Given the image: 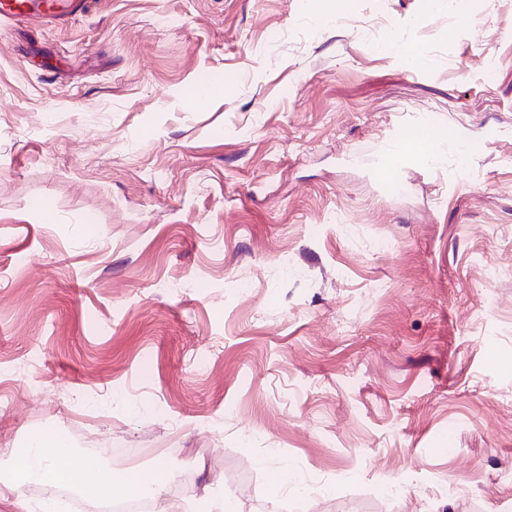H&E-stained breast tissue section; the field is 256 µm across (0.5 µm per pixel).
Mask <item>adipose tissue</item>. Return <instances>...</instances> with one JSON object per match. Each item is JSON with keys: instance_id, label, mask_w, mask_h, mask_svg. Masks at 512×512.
I'll use <instances>...</instances> for the list:
<instances>
[{"instance_id": "ef3b65f1", "label": "adipose tissue", "mask_w": 512, "mask_h": 512, "mask_svg": "<svg viewBox=\"0 0 512 512\" xmlns=\"http://www.w3.org/2000/svg\"><path fill=\"white\" fill-rule=\"evenodd\" d=\"M67 440L52 430H45L39 440L38 458L19 455L14 460L11 485L22 492L30 480L37 479L57 485H77L96 498L121 499L145 494L161 498L165 480L144 485L127 475L102 466L98 461L65 452Z\"/></svg>"}]
</instances>
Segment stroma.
Listing matches in <instances>:
<instances>
[{
	"instance_id": "stroma-1",
	"label": "stroma",
	"mask_w": 512,
	"mask_h": 512,
	"mask_svg": "<svg viewBox=\"0 0 512 512\" xmlns=\"http://www.w3.org/2000/svg\"><path fill=\"white\" fill-rule=\"evenodd\" d=\"M475 10L0 27V463L51 428L185 512H512V0ZM427 124L481 148L382 177Z\"/></svg>"
}]
</instances>
